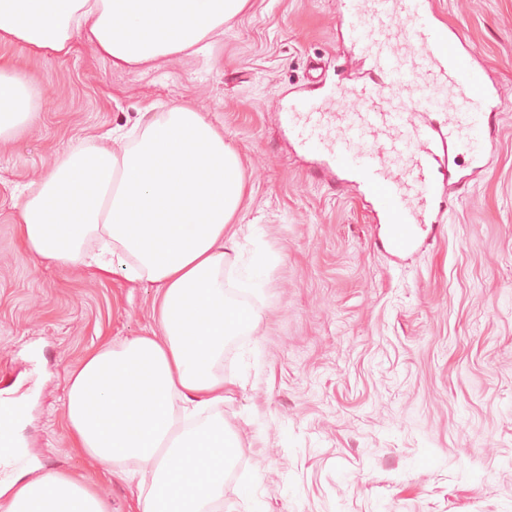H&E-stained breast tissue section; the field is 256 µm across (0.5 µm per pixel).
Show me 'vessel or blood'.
<instances>
[{
	"instance_id": "vessel-or-blood-1",
	"label": "vessel or blood",
	"mask_w": 512,
	"mask_h": 512,
	"mask_svg": "<svg viewBox=\"0 0 512 512\" xmlns=\"http://www.w3.org/2000/svg\"><path fill=\"white\" fill-rule=\"evenodd\" d=\"M338 24L380 80L294 98L281 118L302 153L370 198L383 249L409 258L439 236L440 213L466 175L485 169L501 91L431 0H339ZM21 411L0 399V467L21 458Z\"/></svg>"
}]
</instances>
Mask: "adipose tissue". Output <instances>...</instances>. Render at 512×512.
I'll list each match as a JSON object with an SVG mask.
<instances>
[{
	"mask_svg": "<svg viewBox=\"0 0 512 512\" xmlns=\"http://www.w3.org/2000/svg\"><path fill=\"white\" fill-rule=\"evenodd\" d=\"M250 0H0V44L62 56L84 41L114 67L152 66L186 52L244 12ZM37 88L0 64V143L37 119ZM140 133L111 131L60 155L23 187L18 233L45 266L85 263L103 241L119 272L156 290V329L88 353L67 378L75 448L134 481L140 512H223L224 476L241 446L223 415L232 381L220 374L229 337L256 310L230 294L245 193L224 131L190 106L143 110ZM0 512H108L73 477L12 479Z\"/></svg>",
	"mask_w": 512,
	"mask_h": 512,
	"instance_id": "ef3b65f1",
	"label": "adipose tissue"
}]
</instances>
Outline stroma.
Here are the masks:
<instances>
[{
    "instance_id": "stroma-1",
    "label": "stroma",
    "mask_w": 512,
    "mask_h": 512,
    "mask_svg": "<svg viewBox=\"0 0 512 512\" xmlns=\"http://www.w3.org/2000/svg\"><path fill=\"white\" fill-rule=\"evenodd\" d=\"M338 9L251 0L205 50L154 68L113 67L79 39L61 57L0 46L40 91L36 122L0 145V398L25 407L26 478L62 471L109 512H138L135 483L73 448L64 403L88 351L155 329V289L36 266L13 190L92 136L132 130L144 106L187 103L239 154L238 221L254 230L224 275L259 312L224 346L237 381L224 419L242 445L224 512H512V0H434L501 87L502 117L487 169L401 266L376 249L368 204L315 178L275 121L276 100L363 81Z\"/></svg>"
}]
</instances>
